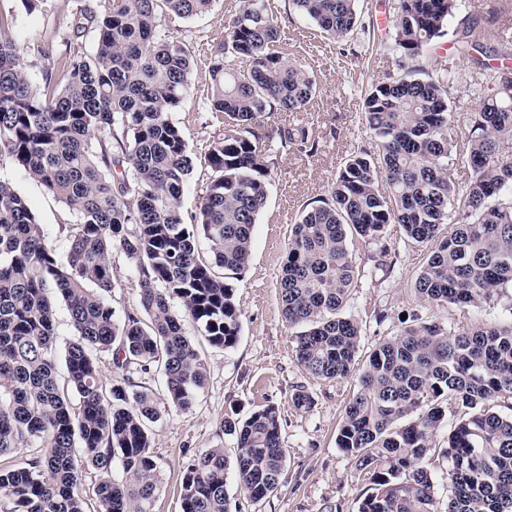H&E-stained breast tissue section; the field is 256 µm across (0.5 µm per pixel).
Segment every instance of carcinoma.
<instances>
[{
    "label": "carcinoma",
    "mask_w": 512,
    "mask_h": 512,
    "mask_svg": "<svg viewBox=\"0 0 512 512\" xmlns=\"http://www.w3.org/2000/svg\"><path fill=\"white\" fill-rule=\"evenodd\" d=\"M212 2L95 0L66 41L94 28V51L61 53L39 84L0 38V164L21 167L74 217L62 262L23 197L0 179V458L26 451L0 467V512H84L87 466L99 472L97 512H152L161 485L150 427L161 413L134 376H161L172 405L192 408L207 368L189 329L215 347L237 343L240 311L225 278L249 265L271 154L299 144L308 157L318 151L311 127L268 124L277 112L308 111L316 76L279 47L267 0H239L208 58L207 111L222 132L202 157L192 152L171 118L187 98L192 56L163 26L200 17ZM290 2L327 38L365 31L358 0ZM457 9L458 0H395L385 35L407 67L366 93L374 151L352 152L328 197L307 204L291 229L282 313L302 327L296 359L314 378H346L356 362L361 327L339 315L357 283L354 235L375 239L397 224L426 247L414 288L431 304L487 303L512 286V152L503 148L512 142V46L483 43L469 23L445 55L440 40ZM451 56L479 75L461 143L450 96L465 78ZM457 160L470 172L463 187L451 177ZM199 164L210 176L189 224L181 198ZM114 251L133 265L140 289V311L120 317L110 303ZM59 300L73 328L64 365L75 403L57 380ZM104 353L118 375L109 387ZM448 399L461 414L440 445ZM503 403L509 412L497 410ZM223 427L234 455L210 448L193 459L181 477V512H233L230 472L254 504L279 487L278 409L227 417ZM336 447L371 483L358 512H435L427 457L447 465L445 512H512V322L451 332L412 315L369 356Z\"/></svg>",
    "instance_id": "obj_1"
}]
</instances>
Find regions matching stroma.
<instances>
[{
    "instance_id": "1",
    "label": "stroma",
    "mask_w": 512,
    "mask_h": 512,
    "mask_svg": "<svg viewBox=\"0 0 512 512\" xmlns=\"http://www.w3.org/2000/svg\"><path fill=\"white\" fill-rule=\"evenodd\" d=\"M89 0H0V13L13 19L0 36L11 39L20 62L33 81H40L54 60L41 56L40 46L64 51L70 23ZM281 32V45L313 71L320 84L318 98L305 112L275 114L277 123L311 126L320 137L319 150L308 157L293 151L275 156L267 205L253 229L248 268L232 279L234 299L241 313V332L234 348L221 349L195 338L208 378L189 413L171 408L162 380L150 383L164 416L155 424L151 452L158 465L162 490L153 512H180L181 475L193 458L210 448L233 455L234 440L225 435V415L246 417L275 405L279 411L286 467L278 490L255 505L239 499V512H357L369 487L364 474L336 446L345 407L358 390L357 374L339 380H320L309 375L296 360L299 329L286 321L280 300V273L286 243L305 203L324 196L346 158L354 150L371 148L361 122L362 102L372 83L398 72L399 59L389 43L370 37L390 16L392 0H360L366 27L356 40L327 41L310 20L294 12L289 0H269ZM236 0H215L211 10L198 18L181 20L170 32L187 44L197 64L189 76L186 104L173 112V120L196 154H204L218 124L207 112L205 97L209 76L205 66L210 49L224 37V22L234 12ZM469 17L479 18L476 36L492 44L512 40V0H459L449 19V29ZM43 225L58 256L67 250L68 208L32 180L19 167H0ZM349 250L357 264L358 283L352 288L345 317L361 328L359 365H366L372 350L395 336L404 317L423 319L462 331L476 326L512 321V287L499 298L478 306L429 304L416 295L413 283L426 250L408 240L398 225H389L382 238H353ZM116 286L111 304L116 313L138 307L139 292L132 264L119 252L112 255ZM305 387L315 404L297 410L291 395Z\"/></svg>"
}]
</instances>
